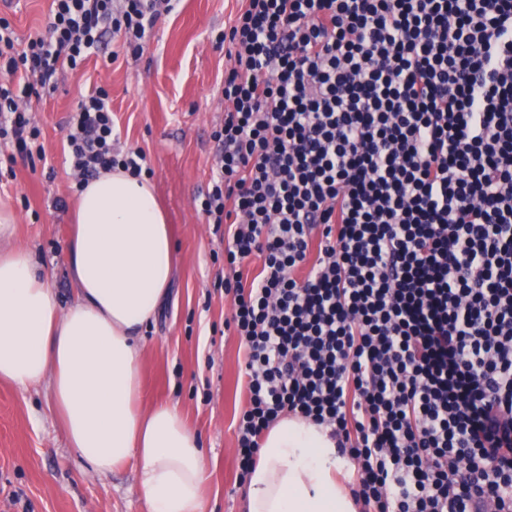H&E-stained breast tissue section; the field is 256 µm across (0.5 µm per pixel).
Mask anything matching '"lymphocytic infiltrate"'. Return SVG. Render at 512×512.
Returning <instances> with one entry per match:
<instances>
[{"instance_id":"lymphocytic-infiltrate-1","label":"lymphocytic infiltrate","mask_w":512,"mask_h":512,"mask_svg":"<svg viewBox=\"0 0 512 512\" xmlns=\"http://www.w3.org/2000/svg\"><path fill=\"white\" fill-rule=\"evenodd\" d=\"M242 2L201 202L245 351L241 476L288 412L328 428L360 512H512V0ZM178 3L52 0L20 50L1 16L0 140L33 161L24 101ZM113 139L99 89L66 120L80 184L142 174Z\"/></svg>"}]
</instances>
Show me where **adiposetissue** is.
<instances>
[{"label":"adipose tissue","mask_w":512,"mask_h":512,"mask_svg":"<svg viewBox=\"0 0 512 512\" xmlns=\"http://www.w3.org/2000/svg\"><path fill=\"white\" fill-rule=\"evenodd\" d=\"M68 244L76 299L60 308L0 213V381L44 384L70 447L98 474L137 461L149 512H204L201 443L179 408L143 407L141 333L171 282L175 252L150 181L116 169L81 192ZM326 435L285 415L262 440L246 512H356Z\"/></svg>","instance_id":"ef3b65f1"}]
</instances>
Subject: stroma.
<instances>
[{"label":"stroma","instance_id":"1","mask_svg":"<svg viewBox=\"0 0 512 512\" xmlns=\"http://www.w3.org/2000/svg\"><path fill=\"white\" fill-rule=\"evenodd\" d=\"M241 0H181L161 17L139 53L104 47L77 69L57 74L54 92L29 108L45 159L9 162L0 144V204L14 214L16 245L29 251L61 305L75 297L67 246L77 197L63 151L64 125L79 100L96 88L112 99L116 149L142 148L170 224L175 264L170 293L142 333L145 404L168 402L186 416L204 450L205 512H245L238 479L235 424L247 399L243 352L224 327L232 311L224 279L223 232L208 224L200 203L214 162L213 131L224 121L229 29ZM51 0H14L0 9L17 48L45 33ZM136 465L103 475L70 448L49 410L46 386L0 383V512H147Z\"/></svg>","mask_w":512,"mask_h":512}]
</instances>
